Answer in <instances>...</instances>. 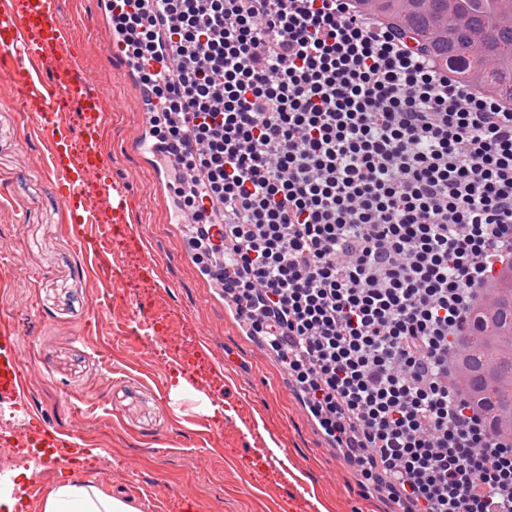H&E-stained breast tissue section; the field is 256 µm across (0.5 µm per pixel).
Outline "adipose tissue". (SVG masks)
<instances>
[{"label":"adipose tissue","mask_w":512,"mask_h":512,"mask_svg":"<svg viewBox=\"0 0 512 512\" xmlns=\"http://www.w3.org/2000/svg\"><path fill=\"white\" fill-rule=\"evenodd\" d=\"M43 512H137L127 500L112 496L90 482L65 479L49 491Z\"/></svg>","instance_id":"obj_1"}]
</instances>
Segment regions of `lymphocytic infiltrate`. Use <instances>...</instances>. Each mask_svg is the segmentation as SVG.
Masks as SVG:
<instances>
[{"label": "lymphocytic infiltrate", "mask_w": 512, "mask_h": 512, "mask_svg": "<svg viewBox=\"0 0 512 512\" xmlns=\"http://www.w3.org/2000/svg\"><path fill=\"white\" fill-rule=\"evenodd\" d=\"M164 63L150 134L183 146L192 259L276 354L363 492L512 512V440L454 380L512 265V109L353 0H122Z\"/></svg>", "instance_id": "lymphocytic-infiltrate-1"}]
</instances>
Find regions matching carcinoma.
<instances>
[{
    "label": "carcinoma",
    "instance_id": "cac0c4a2",
    "mask_svg": "<svg viewBox=\"0 0 512 512\" xmlns=\"http://www.w3.org/2000/svg\"><path fill=\"white\" fill-rule=\"evenodd\" d=\"M471 17L470 26L453 37H443L440 25L448 12V0H428L420 6L412 0H374L365 15L382 22L399 18L427 55L448 69L469 89L491 87L512 107V27L498 23L512 14V0H458ZM472 383L460 384L469 400L487 412L497 436L512 435V297L497 289L493 316L481 306L469 317L463 351L458 357Z\"/></svg>",
    "mask_w": 512,
    "mask_h": 512
}]
</instances>
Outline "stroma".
Segmentation results:
<instances>
[{
    "mask_svg": "<svg viewBox=\"0 0 512 512\" xmlns=\"http://www.w3.org/2000/svg\"><path fill=\"white\" fill-rule=\"evenodd\" d=\"M71 49L112 101L101 134L112 178L125 184L136 233L89 237L69 222L67 189L0 72V313L24 340L32 415L79 428L89 448L39 476L18 470L11 496L42 512L67 476L124 495L140 512H391L362 497L342 454L306 413L286 369L246 335L185 252L167 193L130 148L143 103L108 62L110 25H90L95 0H59ZM190 386L170 397L178 379ZM284 456L298 471L288 479Z\"/></svg>",
    "mask_w": 512,
    "mask_h": 512,
    "instance_id": "35a3bbf8",
    "label": "stroma"
}]
</instances>
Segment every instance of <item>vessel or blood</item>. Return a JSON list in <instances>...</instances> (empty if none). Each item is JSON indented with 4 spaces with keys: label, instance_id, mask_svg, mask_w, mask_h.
Listing matches in <instances>:
<instances>
[{
    "label": "vessel or blood",
    "instance_id": "b4317fda",
    "mask_svg": "<svg viewBox=\"0 0 512 512\" xmlns=\"http://www.w3.org/2000/svg\"><path fill=\"white\" fill-rule=\"evenodd\" d=\"M70 30L57 0H0V67L11 68L15 92L26 116L50 127L51 165L56 179L68 189L60 199L74 223L93 230L125 222L126 195L113 183L112 158L99 142L110 109L100 89L83 74L69 52ZM77 111L83 131L80 153H73L67 127L55 124L56 115ZM108 202L107 211L89 206L90 190ZM22 343L8 315L0 316V408L29 411L27 381L21 371ZM27 447L47 448L61 456L79 457L85 443L78 431L62 432L51 424L24 432Z\"/></svg>",
    "mask_w": 512,
    "mask_h": 512
}]
</instances>
